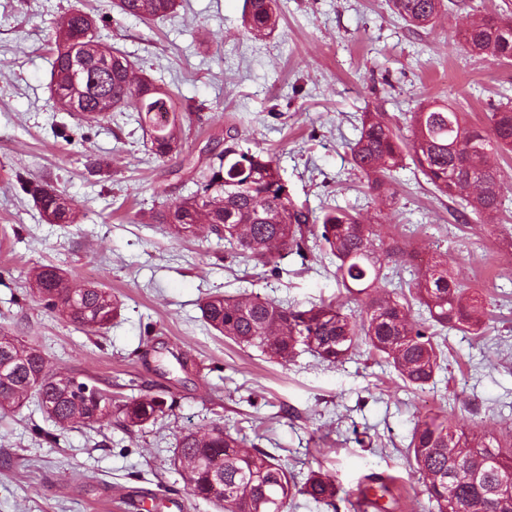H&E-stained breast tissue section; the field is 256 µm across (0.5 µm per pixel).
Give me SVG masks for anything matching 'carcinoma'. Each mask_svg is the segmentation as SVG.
<instances>
[{
    "label": "carcinoma",
    "mask_w": 512,
    "mask_h": 512,
    "mask_svg": "<svg viewBox=\"0 0 512 512\" xmlns=\"http://www.w3.org/2000/svg\"><path fill=\"white\" fill-rule=\"evenodd\" d=\"M394 13L414 28L435 26L441 0H391ZM178 0H114V7L143 21L173 14ZM277 0H246L244 27L254 39L268 36L276 24ZM95 18L76 10L56 26L52 89L65 88L77 98L74 111L93 122L132 106L140 129L149 138L153 157L165 162L187 159L188 180L196 190L151 215L175 236L215 237L224 242V258H243L264 277L280 275L291 254L312 261L318 250L335 259L336 278L348 301L359 310L321 302L296 311L257 295L209 296L201 305L206 325L225 337L256 347L286 364L303 347L329 364L343 362L365 347L415 392L434 388L447 361L445 342L457 332L476 342L492 340L487 323L468 287L455 276L448 252H438L398 289H382L398 276L401 248L384 225L364 222L339 207L316 213L297 203L266 151L243 148L226 131L224 153L190 159L181 137L189 108L166 89L136 75L121 52L93 37ZM464 49L497 61H512V17L474 14L461 32ZM83 58L84 75L73 81L72 55ZM112 58V71L99 63ZM489 127L467 124L464 113L445 101L428 100L411 113L405 137L381 112H363L359 137L350 147L353 165L367 179L369 195L382 207L394 204L389 181L409 158L428 184L457 202L456 221L498 225L502 210L499 175L490 166L494 152L512 150V105L501 103L487 115ZM42 213L55 224H76V204L62 194L19 179ZM31 288L46 305L88 333L108 328L121 301L102 285L76 273L43 265L30 273ZM419 307L425 322L414 324ZM0 414L20 410L33 400L60 428L75 423H112L141 428L164 416L170 406L157 395L143 394L122 403L88 376L81 381L52 368L34 348L12 339L0 344ZM418 476L424 512H512V445H493L463 427L436 417L414 422L406 455ZM174 465L192 496L210 502L216 512H288L304 496L338 512L335 479L312 470L301 481L278 456L247 446L246 439L212 425L180 435Z\"/></svg>",
    "instance_id": "1"
}]
</instances>
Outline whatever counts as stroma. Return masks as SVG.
I'll return each instance as SVG.
<instances>
[{"label": "stroma", "instance_id": "35a3bbf8", "mask_svg": "<svg viewBox=\"0 0 512 512\" xmlns=\"http://www.w3.org/2000/svg\"><path fill=\"white\" fill-rule=\"evenodd\" d=\"M180 3L176 16L145 22L110 0H0V331L53 368L100 379L117 399L150 392L173 403L132 433L117 422L62 430L32 402L0 416V512H215L187 494L171 463L177 436L214 423L257 440L297 478L331 474L338 512L382 484L386 512H420L405 458L417 418L464 425L475 409L481 433L512 442V240L454 221L451 200L411 164L393 175L394 205L378 210L348 146L364 112L404 127L421 99L448 98L482 125L512 100V63L468 54L456 36L467 15L510 14L512 0H457L425 30L406 27L388 0H278V25L260 40L243 32L245 0ZM73 9L101 15L97 39L195 107L182 129L193 152L235 131L241 145L272 153L297 202L388 224L418 259L447 252L474 296H494L495 340L450 333L436 391L416 393L364 352L335 365L303 352L284 364L210 332L200 310L210 295L253 292L304 310L339 299L336 268L291 256L267 280L216 259L212 243L150 223L189 184L178 161L148 154L134 108L98 123L59 109L56 24ZM22 178L69 197L79 223L43 221ZM42 264L111 288L120 317L100 335L61 318L28 285Z\"/></svg>", "mask_w": 512, "mask_h": 512}]
</instances>
